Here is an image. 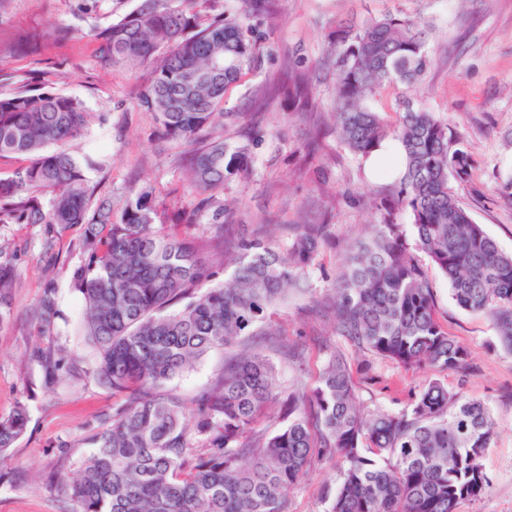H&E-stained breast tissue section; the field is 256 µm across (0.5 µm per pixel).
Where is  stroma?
Listing matches in <instances>:
<instances>
[{"instance_id": "obj_1", "label": "stroma", "mask_w": 512, "mask_h": 512, "mask_svg": "<svg viewBox=\"0 0 512 512\" xmlns=\"http://www.w3.org/2000/svg\"><path fill=\"white\" fill-rule=\"evenodd\" d=\"M141 0H0V73L10 75L0 93L29 80L82 101L95 115L80 152L96 148L106 166L86 173L94 199L121 211L131 189L151 186L168 212L188 208L185 145L162 137L152 113L136 105L151 69L102 65L96 28L136 10ZM272 25L256 44L259 67L224 96V136L247 143L253 174L224 189L238 224L329 220L351 235H364L377 215L363 196L393 184L384 169H369L334 132L335 77L320 58L332 24L392 12L423 17L431 26V64L420 85H398L369 100L394 122L398 96L423 101L450 130L465 135L475 159L468 181L455 184L460 202L505 252L512 253V0H275ZM309 77L315 106L294 111L279 90L289 68ZM317 140L313 166L326 169L325 187L304 167V147ZM84 228L53 235L45 224H0V246L12 256L13 313L0 328V415L24 406L26 433L0 461V512H73L59 479L88 459L118 404L93 375L94 357L79 334L83 298L72 284L82 264ZM52 248H45V240ZM332 258L318 256L309 270L312 290L278 310L287 339L304 348V366L277 359L278 384L312 383L323 354L335 342L332 318L322 307L334 276ZM436 314L449 335L470 353L465 371H445L449 388L482 401L495 440L482 459L487 483L480 496L462 501L458 512H512V352L501 344L485 314L458 307L448 282L429 268ZM56 290L57 312L45 327L38 300L46 285ZM361 404L369 411L397 413L414 399L426 371H407L391 361L347 348ZM224 370V354L208 353L167 388L194 408L195 396ZM327 463L311 466L288 496L292 512H325L323 484L337 481Z\"/></svg>"}]
</instances>
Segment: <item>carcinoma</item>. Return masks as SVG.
<instances>
[{
  "mask_svg": "<svg viewBox=\"0 0 512 512\" xmlns=\"http://www.w3.org/2000/svg\"><path fill=\"white\" fill-rule=\"evenodd\" d=\"M241 2L201 25L166 0H142L97 32L102 64H152L137 104L154 115L165 138L189 147L195 203L173 224L160 220L149 187L130 191L118 218L110 202L92 204L84 169L105 160H79L71 151L91 121L79 100L25 87L0 95V157L28 158L0 177V224L84 226L87 258L73 274L84 299L82 331L96 352L97 378L126 397L90 458L67 480L74 512H291L285 491L314 461L340 473L339 483L322 489L326 512H457L486 484L480 460L494 423L480 400L429 378L406 410L366 412L345 353L328 344L314 386L298 379L280 400L269 355L286 350L301 363L276 310L290 293L312 288L308 269L317 256L336 251L326 303L335 335L348 344L407 371L466 367L468 350L436 316L421 252L448 280L454 302L490 316L512 351V253L475 223L450 186L474 168L464 136L423 105L399 103L393 126L367 106L385 88L424 75V26L388 12L361 22L339 19L328 34L338 139L367 161L390 138L403 157L400 176L376 203L371 234L340 244L331 224H286L288 244L280 250L261 224L239 233L235 250L215 269L200 257L208 242L185 228L206 213L213 224L231 223L219 193L252 175L248 146L228 143L217 131L227 89L255 63L245 20L274 16L273 0ZM288 97L301 110L309 106L305 74L288 77ZM401 210L409 213L411 240L395 221ZM205 282L212 286L201 288ZM12 288V258L0 247V328L10 320ZM39 306L51 324L54 287H45ZM218 349L224 374L199 392L189 417L164 385ZM271 415L281 426L270 432L262 421ZM27 422L22 407L0 417V457Z\"/></svg>",
  "mask_w": 512,
  "mask_h": 512,
  "instance_id": "cac0c4a2",
  "label": "carcinoma"
}]
</instances>
